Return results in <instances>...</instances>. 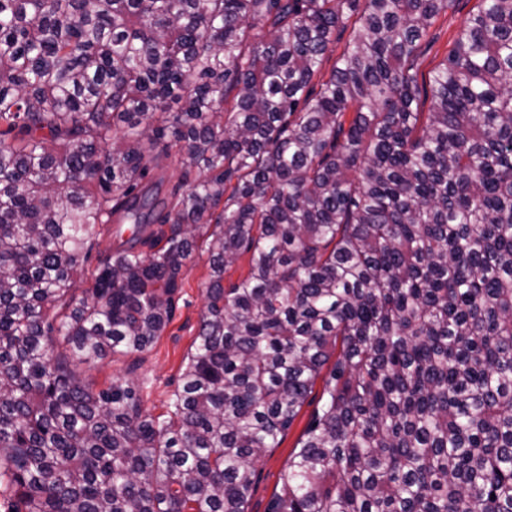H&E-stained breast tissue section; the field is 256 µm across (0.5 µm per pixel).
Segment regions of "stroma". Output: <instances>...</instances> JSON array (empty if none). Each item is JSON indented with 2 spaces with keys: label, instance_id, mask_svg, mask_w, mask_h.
<instances>
[{
  "label": "stroma",
  "instance_id": "obj_1",
  "mask_svg": "<svg viewBox=\"0 0 512 512\" xmlns=\"http://www.w3.org/2000/svg\"><path fill=\"white\" fill-rule=\"evenodd\" d=\"M478 5L479 0H454L448 12L436 18L430 29L431 37L423 43L417 59L419 78H427L445 60ZM210 274L209 253L206 245L202 244L181 269L171 320L147 350L110 354L78 365V372L93 390L106 388L113 380L129 378L139 385L142 404L147 412L156 417L167 414L180 383L187 354L198 334ZM321 392V386H314L279 446L267 450L257 463L246 512H268L272 498L280 489L281 474L317 406Z\"/></svg>",
  "mask_w": 512,
  "mask_h": 512
}]
</instances>
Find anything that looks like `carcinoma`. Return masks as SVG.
Wrapping results in <instances>:
<instances>
[{"label": "carcinoma", "instance_id": "carcinoma-1", "mask_svg": "<svg viewBox=\"0 0 512 512\" xmlns=\"http://www.w3.org/2000/svg\"><path fill=\"white\" fill-rule=\"evenodd\" d=\"M359 2L0 0L8 512H246L320 377L271 512H512V0H480L427 112L416 60L454 0ZM210 224L169 416L94 391L73 364L160 336ZM355 18V15L351 17L345 15L339 27L336 29L335 43L332 46V50L324 59L321 72L313 79L316 91H319L321 81L328 78L333 67L337 65L340 55L352 38L353 22ZM129 227L130 224H112V235L102 234L98 239V244H94L92 250L86 256L80 258V265L76 276V288H78L76 291L77 297L83 296V292L86 289L92 288L90 273L101 265L111 250L113 253L130 237L131 232L128 230ZM118 228L122 230L121 234L115 233Z\"/></svg>", "mask_w": 512, "mask_h": 512}]
</instances>
